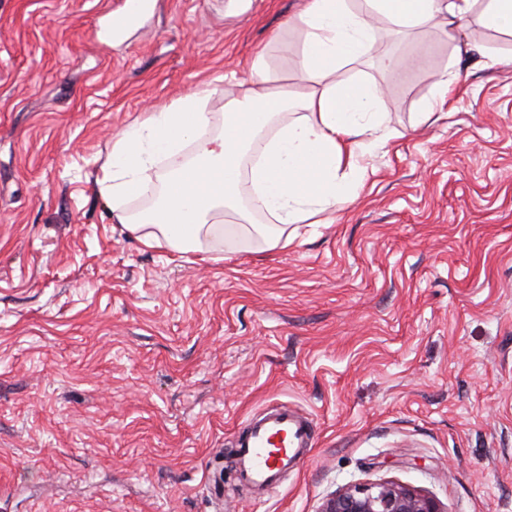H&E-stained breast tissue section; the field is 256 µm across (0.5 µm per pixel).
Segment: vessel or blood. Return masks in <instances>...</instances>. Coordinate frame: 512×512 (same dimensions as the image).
<instances>
[{
	"label": "vessel or blood",
	"mask_w": 512,
	"mask_h": 512,
	"mask_svg": "<svg viewBox=\"0 0 512 512\" xmlns=\"http://www.w3.org/2000/svg\"><path fill=\"white\" fill-rule=\"evenodd\" d=\"M311 423L285 411L263 414L238 444L235 468L242 484L275 489L283 473L295 468Z\"/></svg>",
	"instance_id": "obj_1"
}]
</instances>
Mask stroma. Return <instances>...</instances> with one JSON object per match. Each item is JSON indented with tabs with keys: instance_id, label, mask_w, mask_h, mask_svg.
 <instances>
[{
	"instance_id": "35a3bbf8",
	"label": "stroma",
	"mask_w": 512,
	"mask_h": 512,
	"mask_svg": "<svg viewBox=\"0 0 512 512\" xmlns=\"http://www.w3.org/2000/svg\"><path fill=\"white\" fill-rule=\"evenodd\" d=\"M305 0H0V512H317L396 479L445 512H512V36L474 21L400 43L399 132L331 224L288 248L150 249L93 189L112 141L201 83L265 61L295 82ZM455 61L453 107L422 110ZM309 418L276 491L238 485L254 414ZM147 4L146 0H125V9L122 13L114 17H112V13L107 16L108 30L112 33L114 26L133 22L146 9Z\"/></svg>"
}]
</instances>
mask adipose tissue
Listing matches in <instances>:
<instances>
[{"label":"adipose tissue","mask_w":512,"mask_h":512,"mask_svg":"<svg viewBox=\"0 0 512 512\" xmlns=\"http://www.w3.org/2000/svg\"><path fill=\"white\" fill-rule=\"evenodd\" d=\"M472 16L512 35V0H307L287 21L300 35L292 88L257 68L220 118L207 110L208 84L147 113L113 141L94 190L114 223L148 248H210L232 217L244 221L247 246L285 249L289 225L335 214L368 178L363 156L395 136L381 86L345 66L374 53L398 76L400 62L377 52L379 25L408 35ZM153 183L155 195L139 205Z\"/></svg>","instance_id":"ef3b65f1"}]
</instances>
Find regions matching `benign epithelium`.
Segmentation results:
<instances>
[{
  "instance_id": "7a95c632",
  "label": "benign epithelium",
  "mask_w": 512,
  "mask_h": 512,
  "mask_svg": "<svg viewBox=\"0 0 512 512\" xmlns=\"http://www.w3.org/2000/svg\"><path fill=\"white\" fill-rule=\"evenodd\" d=\"M318 512H443L431 495L395 479L352 484L325 499Z\"/></svg>"
}]
</instances>
